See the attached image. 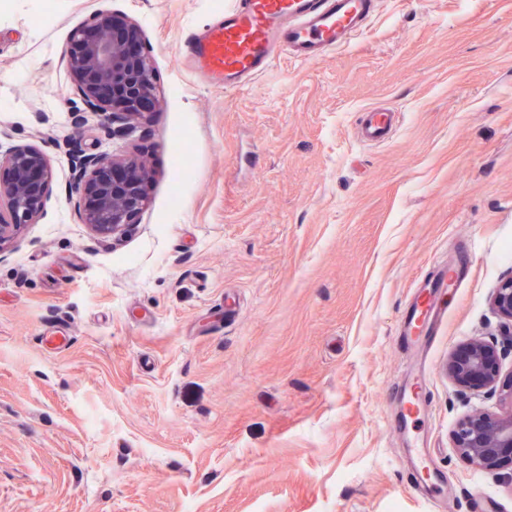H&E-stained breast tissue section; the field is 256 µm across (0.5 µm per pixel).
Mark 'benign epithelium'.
Listing matches in <instances>:
<instances>
[{
	"label": "benign epithelium",
	"mask_w": 512,
	"mask_h": 512,
	"mask_svg": "<svg viewBox=\"0 0 512 512\" xmlns=\"http://www.w3.org/2000/svg\"><path fill=\"white\" fill-rule=\"evenodd\" d=\"M141 27L112 12H97L74 29L64 54L66 70L86 112L104 117L118 129L143 124L156 111V75L141 48ZM75 214L96 235L121 236L132 230L149 203L152 171L135 155L72 151ZM0 248L27 224L37 223L49 196L52 169L46 156L25 146L0 150ZM492 303L512 328V277L495 289ZM449 373L463 389L499 393L507 408L499 415L473 414L454 432L456 447L480 468L490 469L512 456V372L502 375L494 346L469 342L449 364Z\"/></svg>",
	"instance_id": "benign-epithelium-1"
}]
</instances>
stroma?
Listing matches in <instances>:
<instances>
[{
  "label": "stroma",
  "instance_id": "1",
  "mask_svg": "<svg viewBox=\"0 0 512 512\" xmlns=\"http://www.w3.org/2000/svg\"><path fill=\"white\" fill-rule=\"evenodd\" d=\"M226 0H0V146L53 169L42 217L0 250V512H512V459L454 431L497 394L448 360L471 339L512 371L491 305L512 277V0H384L350 46L280 55L252 84L184 58ZM103 10L138 23L160 107L132 140L84 105L63 55ZM402 112L362 144L361 110ZM137 148L151 202L120 239L74 215L69 148ZM461 268L423 419L390 420L417 355L418 287ZM413 470L412 473L420 479L418 486L425 489L430 500H438L444 493V485L435 468L429 465H416Z\"/></svg>",
  "mask_w": 512,
  "mask_h": 512
}]
</instances>
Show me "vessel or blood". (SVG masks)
<instances>
[{
  "instance_id": "vessel-or-blood-1",
  "label": "vessel or blood",
  "mask_w": 512,
  "mask_h": 512,
  "mask_svg": "<svg viewBox=\"0 0 512 512\" xmlns=\"http://www.w3.org/2000/svg\"><path fill=\"white\" fill-rule=\"evenodd\" d=\"M380 0H231L224 19L205 34L191 36L186 55L204 75L221 78L225 88L243 86L265 73L274 57L288 53L300 62H314L347 46L378 12ZM398 115L387 108L361 112L358 132L369 145L387 142ZM447 275H440L414 297L401 319L402 334L428 352L435 326L448 315L444 293ZM414 473L430 500L444 493L439 473L415 466Z\"/></svg>"
}]
</instances>
